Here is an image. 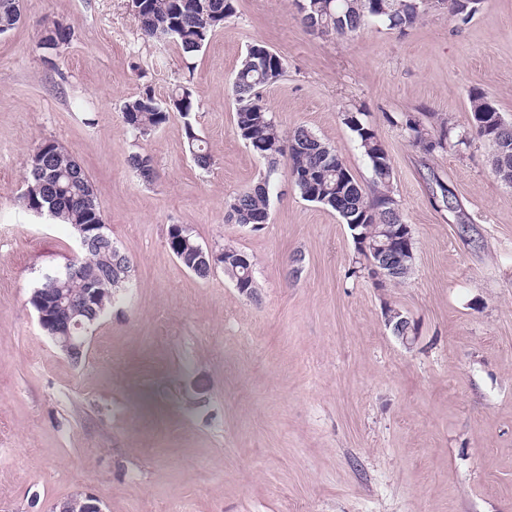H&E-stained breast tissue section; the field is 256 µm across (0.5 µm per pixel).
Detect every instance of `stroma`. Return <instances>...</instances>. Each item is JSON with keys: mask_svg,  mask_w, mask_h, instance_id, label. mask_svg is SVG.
Returning <instances> with one entry per match:
<instances>
[{"mask_svg": "<svg viewBox=\"0 0 512 512\" xmlns=\"http://www.w3.org/2000/svg\"><path fill=\"white\" fill-rule=\"evenodd\" d=\"M21 13L0 35V512H50L78 490L104 512H512V186L488 142L428 154L394 123L466 128L475 90L512 121V0H481L465 24L427 0L411 29L370 20L348 37L306 29L293 0H238L189 60L142 39L129 0H21ZM45 16L71 33L54 51L40 47ZM256 42L285 62L264 91L282 133L307 128L366 186L343 115L376 130L414 239L403 281L351 276L346 225L302 199L284 162L268 224L225 222L267 169L231 97ZM180 85L206 170L180 115L146 136L122 119L144 88L164 100ZM45 140L82 166L134 266L78 365L29 303L78 250L70 226L21 198L24 161ZM135 152L151 155L154 183L130 167ZM440 182L460 212L435 204ZM173 224L250 255L256 297L186 269L167 244ZM388 306L413 320L412 345L386 327Z\"/></svg>", "mask_w": 512, "mask_h": 512, "instance_id": "35a3bbf8", "label": "stroma"}]
</instances>
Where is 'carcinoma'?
Here are the masks:
<instances>
[{"label":"carcinoma","mask_w":512,"mask_h":512,"mask_svg":"<svg viewBox=\"0 0 512 512\" xmlns=\"http://www.w3.org/2000/svg\"><path fill=\"white\" fill-rule=\"evenodd\" d=\"M236 0H143L135 3L134 15L141 35L148 40L172 42L183 55L191 57L212 38L224 20L235 13ZM305 0L323 30L345 37L357 32L369 18L382 21L392 29L404 31L413 27L421 16L420 0ZM448 13L466 22L478 10L480 0H437ZM21 19L20 0H0V34L16 27ZM67 30L52 32L43 27L41 41L46 49L56 50L69 41ZM285 69L284 60L263 43L250 45L242 58L232 84L236 104L235 121L239 137L267 164L264 180L237 193L227 203L225 219L234 224H249L256 214L270 215V178L277 173L280 159L289 162V176L300 196L318 203L334 212L346 225L362 223L367 243L355 245L359 256L358 267L351 270L356 276L361 271L372 272L379 250L389 246V231L405 220L399 207L392 202L390 181L393 174L390 156L375 130L362 122L352 112L344 114V123L355 134L364 156L373 172L369 187H364L351 174L342 157L304 127H298L283 136L278 131L272 114L263 99L262 89L277 81ZM194 107L192 91L183 86L166 102L158 101L150 87L138 96L127 100L122 110L124 123L132 131L145 136L165 125L173 111L185 120L188 149L195 165L207 170L212 156L191 123ZM471 126L455 131V126L442 121L433 130L424 128L420 121L404 116L401 128L412 142L426 153L444 150L447 146L470 143L475 136L485 141L492 132L489 122L499 109L493 100L480 92L470 97ZM498 146L507 170L512 173V122L497 132ZM46 154L47 170L42 180L33 179L30 168H25L24 186L28 193L21 194L27 210H39L52 216L57 223L76 227L78 224H102L104 217L98 201H87L95 195L94 187L75 159L57 142L45 140L38 145ZM130 167L141 180H157L153 159L148 154L129 156ZM342 196L347 210L336 207V197ZM224 273L238 284H247V295L256 293L254 262L247 253L223 247ZM247 263H241V257ZM97 272L92 284L96 291L98 318L105 317L132 283L133 265L128 256L112 255V236L104 232L88 246H83L79 258L73 263ZM87 288L83 279L67 277L56 271L45 273L33 288L29 303L37 298H50L64 290L73 297H80Z\"/></svg>","instance_id":"carcinoma-1"}]
</instances>
